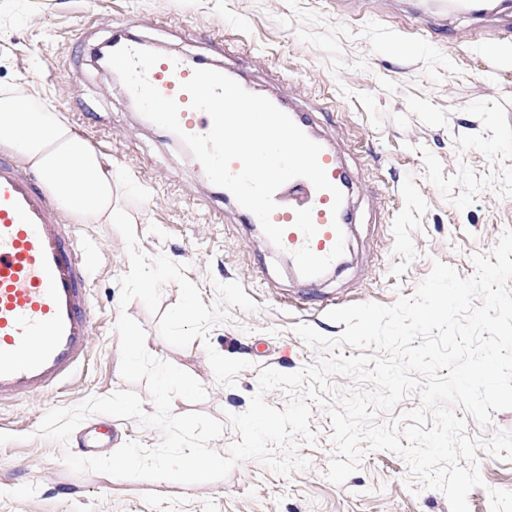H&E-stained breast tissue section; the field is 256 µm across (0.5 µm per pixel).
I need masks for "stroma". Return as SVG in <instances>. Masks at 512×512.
Segmentation results:
<instances>
[{
	"mask_svg": "<svg viewBox=\"0 0 512 512\" xmlns=\"http://www.w3.org/2000/svg\"><path fill=\"white\" fill-rule=\"evenodd\" d=\"M361 9L353 21L337 15L336 0H6L0 7V90L38 84L74 132L99 142L104 165L120 175L113 202L130 214L141 252L187 264L206 306H218L217 284L232 281L255 304L229 308L207 340L173 347L140 300L120 304L130 262L114 225L76 223L95 307L87 361L55 393L0 408V433L15 437L0 446V512H450L445 496L389 451L365 452L344 484H332L333 429L318 405L310 419L315 443H298L307 467L282 475L248 459L224 479L188 486L72 472L62 455L76 441L37 434L50 410L128 388L153 412L145 384L120 374V313L142 325L149 353L206 388L202 401L174 399L173 412L221 420L247 410L261 369L293 373L360 353L311 347L297 325L338 337L345 326L327 318L329 305H393L415 294L436 259L472 277L473 255L490 252L512 228V7L493 17L452 10L435 30L410 37L402 0H366ZM119 31L165 53L236 68L256 91L288 95L313 112L356 178L344 267L303 284L286 254L241 223L188 149L144 121L122 82L97 66L95 49ZM301 293L307 306L286 304ZM211 349L248 361L235 386L217 384ZM84 424L111 426L115 449L161 438L106 414ZM476 455L483 484L470 491L469 512H490L489 489L512 491V460L482 448Z\"/></svg>",
	"mask_w": 512,
	"mask_h": 512,
	"instance_id": "35a3bbf8",
	"label": "stroma"
}]
</instances>
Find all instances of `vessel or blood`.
<instances>
[{"label":"vessel or blood","instance_id":"1","mask_svg":"<svg viewBox=\"0 0 512 512\" xmlns=\"http://www.w3.org/2000/svg\"><path fill=\"white\" fill-rule=\"evenodd\" d=\"M205 65L204 59L182 55L174 63L161 60L149 73L150 82L177 101L180 125L194 135L209 132L212 120L190 108L180 85ZM273 102L320 143L319 162L344 200L332 211L331 194L298 177L275 193L272 221L284 229L285 253L307 244L316 254H327L336 241L335 226L353 221L352 172L322 141L311 113L284 95ZM303 208L311 209L318 228L310 239L294 225L296 210ZM87 281L73 227L56 201L33 187L26 170L0 155V406L54 391L85 362L95 318Z\"/></svg>","mask_w":512,"mask_h":512}]
</instances>
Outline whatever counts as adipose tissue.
<instances>
[{
  "mask_svg": "<svg viewBox=\"0 0 512 512\" xmlns=\"http://www.w3.org/2000/svg\"><path fill=\"white\" fill-rule=\"evenodd\" d=\"M0 146L34 169L64 210L96 224H116L112 174L98 152L45 106L36 88L0 90Z\"/></svg>",
  "mask_w": 512,
  "mask_h": 512,
  "instance_id": "1",
  "label": "adipose tissue"
}]
</instances>
